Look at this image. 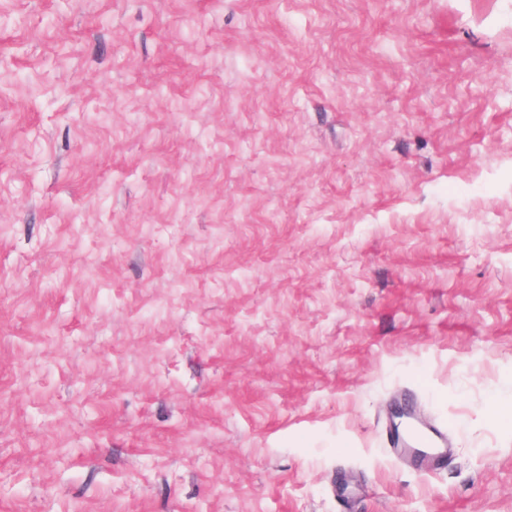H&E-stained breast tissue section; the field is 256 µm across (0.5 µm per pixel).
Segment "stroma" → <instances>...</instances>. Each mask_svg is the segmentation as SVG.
Returning a JSON list of instances; mask_svg holds the SVG:
<instances>
[{
	"label": "stroma",
	"mask_w": 512,
	"mask_h": 512,
	"mask_svg": "<svg viewBox=\"0 0 512 512\" xmlns=\"http://www.w3.org/2000/svg\"><path fill=\"white\" fill-rule=\"evenodd\" d=\"M0 512H512V0H0ZM396 450L416 471H427L442 465L448 458V448L444 433L436 428L421 425L414 439L402 435Z\"/></svg>",
	"instance_id": "35a3bbf8"
}]
</instances>
